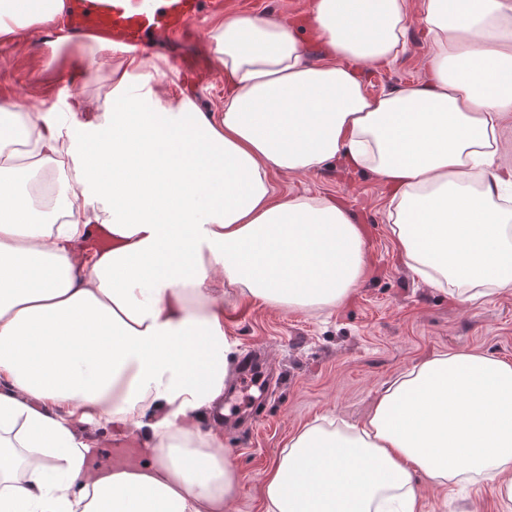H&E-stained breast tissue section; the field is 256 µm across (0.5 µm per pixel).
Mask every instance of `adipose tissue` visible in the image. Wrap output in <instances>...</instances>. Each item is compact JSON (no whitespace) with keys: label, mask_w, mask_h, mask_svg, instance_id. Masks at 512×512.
Here are the masks:
<instances>
[{"label":"adipose tissue","mask_w":512,"mask_h":512,"mask_svg":"<svg viewBox=\"0 0 512 512\" xmlns=\"http://www.w3.org/2000/svg\"><path fill=\"white\" fill-rule=\"evenodd\" d=\"M66 0H0V41L55 29ZM421 82L368 94L364 66L408 49L410 0H313L325 47L293 24L229 13L209 49L224 102L162 90L164 59L112 72L95 119L0 113V512H228L234 344L225 300L304 313L365 273L345 204L275 196L277 174L340 158L386 186L408 268L477 304L512 290V0H420ZM114 246L88 249L95 227ZM83 425L150 444L132 468L90 464ZM485 481L512 512V363L437 353L389 381L362 424L318 418L262 479L263 512H423L413 482Z\"/></svg>","instance_id":"adipose-tissue-1"}]
</instances>
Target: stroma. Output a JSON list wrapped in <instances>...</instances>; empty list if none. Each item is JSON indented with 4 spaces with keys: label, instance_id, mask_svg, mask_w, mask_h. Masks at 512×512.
I'll use <instances>...</instances> for the list:
<instances>
[{
    "label": "stroma",
    "instance_id": "1",
    "mask_svg": "<svg viewBox=\"0 0 512 512\" xmlns=\"http://www.w3.org/2000/svg\"><path fill=\"white\" fill-rule=\"evenodd\" d=\"M310 6L311 0H230L229 9L300 21ZM217 18L203 15L195 31L149 51L168 61L161 87L182 88L206 111L224 100L223 72L216 67L187 83L175 63L181 56L211 59L208 34ZM45 38L21 28L12 42L0 44V100L28 112L54 105L92 112L96 100L111 94L112 70L125 54L113 50L93 61L79 45L53 49ZM407 41L406 54L391 65L363 70L369 94L422 78L429 45L418 23H410ZM274 185L280 194L341 199L364 232L367 263L346 302L329 311L305 314L249 300L225 305L224 323L238 353L266 350V370L276 377L267 394L253 386L243 394L239 372L230 373L228 390L240 395L224 421V452L240 476L230 512H262L261 477L294 432L326 414L363 420L383 383L431 354L472 350L512 361V292L466 306L415 279L390 235L386 191L374 174L333 161L312 174L276 176ZM414 484L424 512H501L487 483L436 486L419 474Z\"/></svg>",
    "mask_w": 512,
    "mask_h": 512
}]
</instances>
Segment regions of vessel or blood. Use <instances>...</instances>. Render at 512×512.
<instances>
[{
    "label": "vessel or blood",
    "instance_id": "b4317fda",
    "mask_svg": "<svg viewBox=\"0 0 512 512\" xmlns=\"http://www.w3.org/2000/svg\"><path fill=\"white\" fill-rule=\"evenodd\" d=\"M222 0H69L66 23L76 34L116 41L126 47H148L150 39L182 35L203 11L222 9ZM136 441L113 439L100 460L123 466L138 456Z\"/></svg>",
    "mask_w": 512,
    "mask_h": 512
}]
</instances>
